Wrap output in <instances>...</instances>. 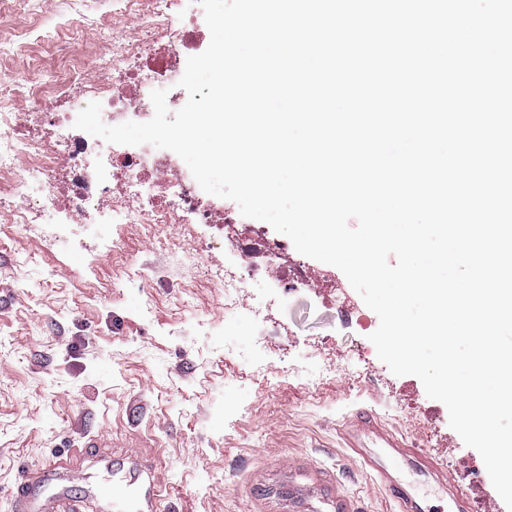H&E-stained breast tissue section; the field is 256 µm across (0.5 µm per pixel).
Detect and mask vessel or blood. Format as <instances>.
<instances>
[{"label":"vessel or blood","instance_id":"vessel-or-blood-1","mask_svg":"<svg viewBox=\"0 0 512 512\" xmlns=\"http://www.w3.org/2000/svg\"><path fill=\"white\" fill-rule=\"evenodd\" d=\"M346 439L349 448L359 456L362 465L376 472L388 497L396 504V512H425L421 499L414 497L405 482L393 479L388 464L365 453L367 441L379 442L398 456L407 450L391 434L382 430L376 412L357 409L348 422ZM97 464L107 472L99 483L86 484L82 499H72L70 482L75 475L67 460L58 459L36 469L21 472L11 500V512H156L163 489L156 483L152 465L141 464L137 474L113 470L111 459L96 454Z\"/></svg>","mask_w":512,"mask_h":512}]
</instances>
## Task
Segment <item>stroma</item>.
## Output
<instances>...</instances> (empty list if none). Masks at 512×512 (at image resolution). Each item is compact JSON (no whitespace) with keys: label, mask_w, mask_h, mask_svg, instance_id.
I'll return each mask as SVG.
<instances>
[{"label":"stroma","mask_w":512,"mask_h":512,"mask_svg":"<svg viewBox=\"0 0 512 512\" xmlns=\"http://www.w3.org/2000/svg\"><path fill=\"white\" fill-rule=\"evenodd\" d=\"M116 27L135 31L122 0H0V77L47 76L63 59L83 75L73 94H91L106 79L99 60ZM200 199L215 223L170 224L159 236L123 225L95 268L98 214L56 241L42 239L27 199L14 206L31 225L0 218V512H11L22 469L91 437L114 466L154 463L169 491L159 512H291L296 484L317 495L306 512H394L339 432L362 406L454 483L478 482L475 512L489 501L507 512L446 406L378 358L369 336L379 317L338 268L289 249L225 309L223 289L198 268L233 266L219 219L234 203ZM186 254L198 267L182 264ZM323 365L330 374L312 377Z\"/></svg>","instance_id":"stroma-1"}]
</instances>
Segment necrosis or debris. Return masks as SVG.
Returning <instances> with one entry per match:
<instances>
[{"mask_svg":"<svg viewBox=\"0 0 512 512\" xmlns=\"http://www.w3.org/2000/svg\"><path fill=\"white\" fill-rule=\"evenodd\" d=\"M153 4L152 13L141 21L146 31L145 38L135 42L118 37L112 40L110 81L100 87L97 96L106 124L118 125L153 115L151 91L168 88L174 80V65L170 53L165 50L171 3L170 0H153ZM149 59L161 64L154 80L144 75L143 64ZM117 82L132 87V95L115 96L113 85ZM102 144V139L92 136L74 143L62 134L50 142L46 139L41 118H32L25 113H0V174L13 175V193L28 196L43 211H56V166L52 155L59 148L66 153L70 171L77 181L68 221H77L84 213L96 210L102 197H110V212L103 223L93 229L99 237L101 249L109 251L116 246L115 240L103 233L104 228L112 224L158 226L174 223L186 215L197 224L214 223L212 212L183 187V165L173 155L146 145L115 159V169L121 182L120 190L116 191L111 182L91 174L84 163L85 157L99 150ZM22 156L27 157L28 163L19 170L15 163ZM152 170L172 171L175 183L174 190L155 208L147 205L155 195V185L147 178ZM235 252L238 258L236 269L220 271L206 267L202 270L204 276L223 281L224 302L229 309L234 308L239 289L248 287L259 273L246 247H236Z\"/></svg>","mask_w":512,"mask_h":512,"instance_id":"1","label":"necrosis or debris"}]
</instances>
